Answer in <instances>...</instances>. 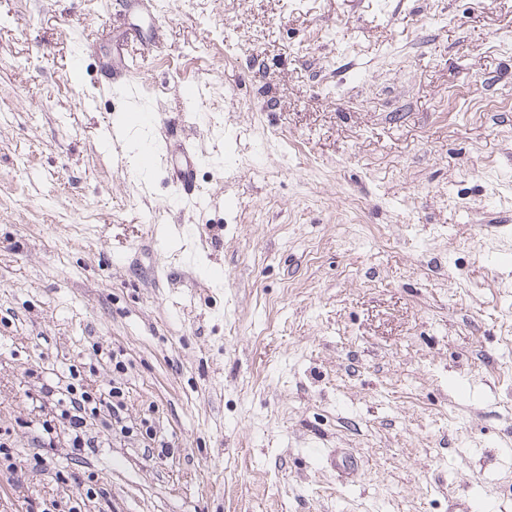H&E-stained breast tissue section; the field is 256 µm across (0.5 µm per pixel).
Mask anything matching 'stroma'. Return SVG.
Here are the masks:
<instances>
[{"mask_svg": "<svg viewBox=\"0 0 512 512\" xmlns=\"http://www.w3.org/2000/svg\"><path fill=\"white\" fill-rule=\"evenodd\" d=\"M150 2L0 0V512H512V0ZM139 67V58L133 56H125L120 58V65L118 68L113 67V65H110L107 62H103V64L100 66L101 78L98 82L100 91L112 96V88L114 87L127 89L130 82H118L116 80V75H118V73H131L133 70H138ZM139 120L147 125H152L156 130H163L161 141V157L166 161L171 180L175 185L179 197L197 199V171L199 168V156L185 143H180L177 148L171 149L175 141V134L171 131L168 120L160 112H142ZM67 393L68 395H66L64 402L68 408L61 412V417L66 420L69 429L74 433L72 440L73 448H86L87 444L81 436L86 419L85 415H87L88 411H90V414H94L97 409V403L95 402V406L90 408L89 405L93 399L87 396L86 392H81L79 397H76L74 390L70 387Z\"/></svg>", "mask_w": 512, "mask_h": 512, "instance_id": "stroma-1", "label": "stroma"}]
</instances>
